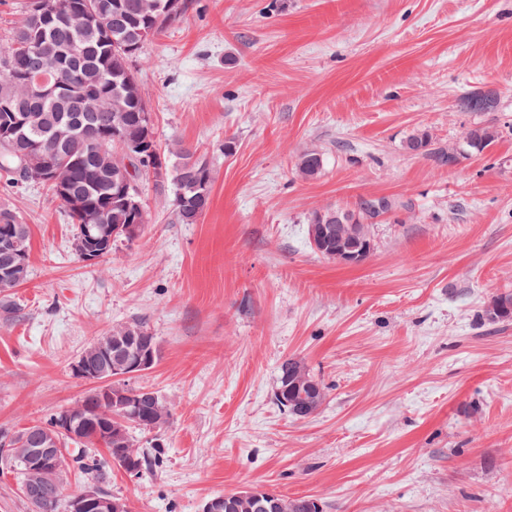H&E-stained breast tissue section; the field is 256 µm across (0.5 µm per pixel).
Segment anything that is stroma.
Masks as SVG:
<instances>
[{
    "label": "stroma",
    "instance_id": "35a3bbf8",
    "mask_svg": "<svg viewBox=\"0 0 512 512\" xmlns=\"http://www.w3.org/2000/svg\"><path fill=\"white\" fill-rule=\"evenodd\" d=\"M186 3L134 67L161 147L212 164L210 206L177 223L144 180L140 235L87 264L46 186L0 179L30 229L29 276L0 292V428L81 400L72 362L137 318L160 355L132 383L171 415L134 434L159 468L112 472L129 512L245 488L326 512H512V322L482 316L512 291V0ZM480 125L495 143L454 167L403 147ZM310 150L324 169L305 180ZM374 197L393 207L361 264L310 247L312 211ZM290 357L329 389L306 419L274 400ZM323 166V156L320 153L311 150L299 157L296 164V170L301 177L312 180L321 174Z\"/></svg>",
    "mask_w": 512,
    "mask_h": 512
}]
</instances>
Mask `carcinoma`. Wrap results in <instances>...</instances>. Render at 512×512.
I'll list each match as a JSON object with an SVG mask.
<instances>
[{
  "label": "carcinoma",
  "mask_w": 512,
  "mask_h": 512,
  "mask_svg": "<svg viewBox=\"0 0 512 512\" xmlns=\"http://www.w3.org/2000/svg\"><path fill=\"white\" fill-rule=\"evenodd\" d=\"M86 0H30L25 21L17 26L11 37L0 43V59L7 58L11 68L0 69V126L12 123L13 116L22 112L26 124L16 130L18 141L14 144L0 137V176L12 183H27L29 178L22 166V157L29 141L38 140L50 151L63 149L57 139L60 126L67 124L79 130L90 145L87 157L74 164L72 186L87 196L88 203L101 210L103 225L124 228L136 223L124 205L109 200L111 190L108 178L118 176L125 168L128 155L122 151L112 132H117L125 142L143 146V153L152 156V167L140 169L131 164L128 176L135 183L142 176H151V169L163 171L155 177L156 186L169 191L173 198L176 220L180 224H196L210 205L213 171L206 160L195 156L186 148H178L170 154H161L155 132H145L142 113L146 99L133 62L140 56L144 45L159 36L186 8L185 0L170 10L168 0H99L107 9L86 11ZM41 49V56H34L30 45ZM93 67L101 73V82L88 90L90 94H102L112 100L107 112H81L76 102L65 96L42 99L27 97L23 81L33 73H40L51 83L65 89L77 83L79 72ZM432 137L424 130L412 133L404 142L410 153L428 151ZM495 141V132L488 127L468 129L461 144L435 151L437 158L447 164L454 155L480 153ZM324 166L323 156L314 151L302 154L296 164L297 173L305 179L317 178ZM390 203L384 198L364 199L353 209H341L347 223L354 224L361 239L373 241L371 224L385 213ZM74 225V250L83 242L81 226L86 215L78 210L65 209ZM307 224H321L325 233H316L309 243L316 244L314 251L329 260H336V245L348 242L336 228V207L315 210L307 217ZM20 229L21 242L29 247V227L18 223L13 211L0 208V272L11 265L13 250L1 241L9 226ZM29 264H24L11 278L0 281V290L15 288L25 282ZM486 314L493 321L507 322L512 319V292L495 295ZM150 352L158 360L160 350L157 337L145 322L133 320L117 325L109 332L96 337L80 353L99 373V378L112 381V414L98 411V401L90 393L75 406L54 413L45 422L34 425L47 438L62 448H73L72 462L79 472L95 484L103 495L120 503L121 512H127L125 500L109 488L112 468L142 475L162 462V450L158 447L141 448L136 445L132 430L143 432L162 429L170 417V408L158 391L141 386L143 398L139 420H134L119 407V393L130 390L116 376L124 373L127 360L134 352ZM328 396L323 380L310 372L299 359L284 360L278 370L274 393L276 404L288 414L299 417L297 408L305 403L318 410ZM70 421L79 428V434L68 437L60 431L61 423ZM12 436L7 457L11 467L19 471L21 487L29 479L24 459L28 457L26 429L16 432H0V441ZM103 448L101 455L97 449ZM75 496L63 498V488L50 491L41 512H72ZM223 512H324V505L317 499L302 497L288 499L274 494L269 499L251 501L247 497L234 502Z\"/></svg>",
  "instance_id": "1"
}]
</instances>
